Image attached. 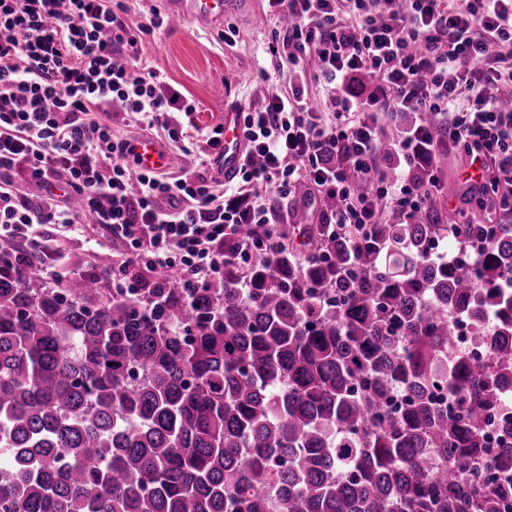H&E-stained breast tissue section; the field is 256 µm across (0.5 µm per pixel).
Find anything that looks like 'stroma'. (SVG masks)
<instances>
[{"instance_id": "stroma-1", "label": "stroma", "mask_w": 512, "mask_h": 512, "mask_svg": "<svg viewBox=\"0 0 512 512\" xmlns=\"http://www.w3.org/2000/svg\"><path fill=\"white\" fill-rule=\"evenodd\" d=\"M224 23L235 27L233 41H225L223 28L202 29L192 24L178 28L166 24L143 38L144 63L195 104V111L182 117L185 131L195 137L223 124L225 107L260 106L265 96L288 85L287 69L277 67L265 52L275 25L266 19L262 0H248L240 12L228 14ZM466 168V161L455 151L437 164L441 182L457 187L454 199L441 201L438 207L443 223L476 224L486 219L460 186ZM49 245L66 255L90 252L114 266L124 258L123 247L95 224L83 236L51 234Z\"/></svg>"}]
</instances>
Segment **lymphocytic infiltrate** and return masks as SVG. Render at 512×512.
Segmentation results:
<instances>
[{
	"instance_id": "lymphocytic-infiltrate-1",
	"label": "lymphocytic infiltrate",
	"mask_w": 512,
	"mask_h": 512,
	"mask_svg": "<svg viewBox=\"0 0 512 512\" xmlns=\"http://www.w3.org/2000/svg\"><path fill=\"white\" fill-rule=\"evenodd\" d=\"M278 22L267 51L286 63L287 89L239 113L245 149L220 183L199 171L137 170L118 122L184 142L179 113L194 106L141 63L123 0H0V240L30 241L48 283L65 266L34 229L79 230L85 220L124 245L126 264L176 271L184 287L224 274V241L240 262L272 246L283 205L335 198L319 221L340 229L404 222L433 209L436 161L483 155L479 202L512 214V0H266ZM316 72H308V61ZM321 79L324 108L307 100ZM416 114L392 157L381 156L384 119ZM448 135L436 143L430 126ZM304 194H296L298 185ZM79 195L80 207L71 204ZM260 228L244 238L240 227Z\"/></svg>"
}]
</instances>
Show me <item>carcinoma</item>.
<instances>
[{"instance_id":"carcinoma-1","label":"carcinoma","mask_w":512,"mask_h":512,"mask_svg":"<svg viewBox=\"0 0 512 512\" xmlns=\"http://www.w3.org/2000/svg\"><path fill=\"white\" fill-rule=\"evenodd\" d=\"M496 228L295 224L247 266L225 242L203 288L145 271L133 298L104 261L73 253L49 287L1 242L0 512H508L512 224ZM464 321L484 356L459 348Z\"/></svg>"}]
</instances>
